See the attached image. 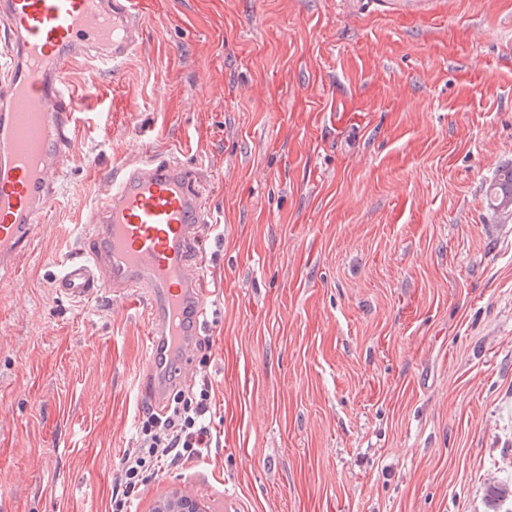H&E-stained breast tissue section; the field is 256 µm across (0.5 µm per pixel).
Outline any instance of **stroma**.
Instances as JSON below:
<instances>
[{"label":"stroma","mask_w":512,"mask_h":512,"mask_svg":"<svg viewBox=\"0 0 512 512\" xmlns=\"http://www.w3.org/2000/svg\"><path fill=\"white\" fill-rule=\"evenodd\" d=\"M34 250L0 274V512H107L151 406L139 311L55 293L117 165L207 182L191 370L223 447L149 480L205 512H492L512 478V0H138ZM486 208L498 224L512 223V166L497 169L485 184ZM487 498L494 512L501 506L510 505L505 512L512 511V482H494L487 488Z\"/></svg>","instance_id":"stroma-1"}]
</instances>
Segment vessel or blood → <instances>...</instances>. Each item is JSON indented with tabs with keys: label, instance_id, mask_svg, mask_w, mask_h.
Listing matches in <instances>:
<instances>
[{
	"label": "vessel or blood",
	"instance_id": "1",
	"mask_svg": "<svg viewBox=\"0 0 512 512\" xmlns=\"http://www.w3.org/2000/svg\"><path fill=\"white\" fill-rule=\"evenodd\" d=\"M135 0H0V270L33 245L61 172L74 121L69 64L93 57L116 66L138 45ZM203 179L181 161L123 165L82 244L53 281L76 300L143 296L148 374L142 395L160 406L185 384L196 336L208 326L212 291Z\"/></svg>",
	"mask_w": 512,
	"mask_h": 512
}]
</instances>
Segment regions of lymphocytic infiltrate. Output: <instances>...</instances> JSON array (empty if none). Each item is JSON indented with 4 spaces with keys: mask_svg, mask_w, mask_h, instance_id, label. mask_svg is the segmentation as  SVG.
<instances>
[{
    "mask_svg": "<svg viewBox=\"0 0 512 512\" xmlns=\"http://www.w3.org/2000/svg\"><path fill=\"white\" fill-rule=\"evenodd\" d=\"M212 403L208 382L177 394L165 412L143 415L138 447L126 451L109 512H132V503L149 481L172 465L204 457L220 437L206 422Z\"/></svg>",
    "mask_w": 512,
    "mask_h": 512,
    "instance_id": "lymphocytic-infiltrate-1",
    "label": "lymphocytic infiltrate"
}]
</instances>
